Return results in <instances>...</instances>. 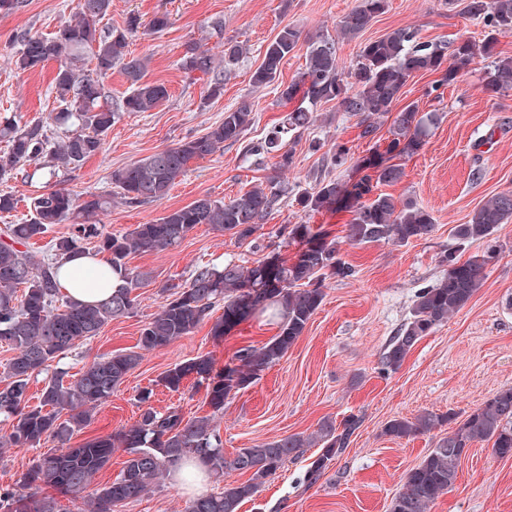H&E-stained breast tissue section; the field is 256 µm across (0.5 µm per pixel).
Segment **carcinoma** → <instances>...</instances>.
Segmentation results:
<instances>
[{
	"mask_svg": "<svg viewBox=\"0 0 512 512\" xmlns=\"http://www.w3.org/2000/svg\"><path fill=\"white\" fill-rule=\"evenodd\" d=\"M111 0H77L74 19L52 37L17 36L21 43L15 61L22 71H35L45 63L58 62L53 79L58 111L54 121L71 127V134L50 145L44 126L24 128L10 119L0 120V138L8 143L0 155V179L12 175L28 161L46 158L54 170H73L100 153L104 136L112 127L116 112L103 103V79L118 67L130 82V91L120 108L125 112H151L168 97L165 85L144 81L145 59L128 51L127 35L140 21L128 20L123 31L99 30L96 19L107 14ZM387 0H358V4L336 23L347 36H356L385 12ZM466 13L484 20L491 28L482 45L468 40L453 49L442 43L422 42L412 27L399 28L383 37L359 45L356 62L348 71L340 69L335 39L318 34L306 39V67L299 80L280 90L290 101L302 95L308 106L288 112L271 135L243 146L245 158H276V168L292 167L287 138L315 122L312 107L334 101L339 109L358 118L360 137L374 138L378 119L389 114L408 81L420 72L440 74L429 94L454 82L475 59L490 60L485 90L497 93L512 89V59L493 57L495 33L512 32V0H467ZM302 31L287 26L267 44L261 64L251 80L257 87L272 83L288 55L298 47ZM94 67H88V62ZM183 66L189 71L213 74L208 96L218 97L224 89L221 64L209 51L188 47ZM435 115H419L412 106L399 111L393 121L386 153L395 157L415 153L429 135ZM254 123L247 104L224 111V119L200 135L186 137L155 153L133 161L111 173L112 191L82 196L65 187L53 186L33 198L31 216L22 224H6L0 230V343L12 351L3 374L8 383L0 387V416L10 420L0 437V447L35 448L47 442L57 449L40 456L14 488L0 490V512H59L51 498L37 499L28 489L39 485L66 493H85L90 512H118L117 507L134 502L156 486L163 472L194 466L216 480L226 475L236 480L219 492L201 494L188 512H238L240 504L303 449L319 446L307 481L316 483L349 445L359 427L350 415L341 423L325 419L307 435L291 434L239 449L224 455V444L215 419L224 401L248 387L261 373L276 364L302 336L323 299L325 281L348 278L354 270L339 257L340 241L325 231L314 232L308 224H288L285 239L301 245L293 259L276 250L250 266L233 261L222 267L201 265L189 282L162 287L165 303L142 328L138 348L145 351L169 346L212 321L211 335L222 337L257 314L278 325V333L259 346H248L237 355V363L214 370L212 359L198 356L174 365L161 377L162 384L180 389L192 378L205 386V401L212 413L184 418L177 411L161 414L148 406L140 420L110 436L87 438L71 444L74 432L85 426L93 411L105 402L127 373L139 362L140 353L131 351L101 357L71 380L68 371L55 368L45 384L41 401L28 404L32 377L63 359L77 344L97 336L108 322L124 317L134 308V292L146 281V274L127 266L130 255L163 252L178 245L200 224L228 233L240 242L256 243L261 221L274 209L284 189L277 177L252 187L229 200L203 197L167 213L153 222L138 224L123 234H102L92 219L118 200L138 205L165 199L176 180L193 160L205 159L224 149V144L243 141ZM326 167L336 170L352 160L351 148L336 143L324 154ZM357 181L347 186L339 180L319 177L312 191L298 196L308 212L330 210L343 204L351 217L344 225L345 242L359 246L377 242L408 243L433 233V216L417 204L397 202L385 193H374L380 185L399 180L402 168L386 158H366L355 164ZM512 218V191L491 196L465 224L456 226L463 244L481 243L483 251L461 262L452 254L441 256L445 273L436 285L419 292L410 317L392 338L381 358L384 369L398 370L415 345L448 317L461 310L481 288L487 265L498 250L493 238L497 225ZM70 224L68 235L53 241L51 257L38 261L24 249L32 239L43 237L55 224ZM107 254L118 284L112 295L96 304L71 299L59 301V262L87 250V241ZM223 313L213 317L218 307ZM451 415L425 411L414 419L395 417L382 429L392 440H409L452 422ZM492 443L494 454L512 458V386L502 388L474 408L456 427L440 438L435 448L403 478L402 489L393 497L389 512H431L440 495L456 482L461 457L474 444ZM118 448L127 453L119 478L95 487L96 476Z\"/></svg>",
	"mask_w": 512,
	"mask_h": 512,
	"instance_id": "1",
	"label": "carcinoma"
}]
</instances>
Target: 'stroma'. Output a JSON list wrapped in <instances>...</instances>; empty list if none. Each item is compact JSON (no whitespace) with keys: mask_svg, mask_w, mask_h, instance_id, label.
Segmentation results:
<instances>
[{"mask_svg":"<svg viewBox=\"0 0 512 512\" xmlns=\"http://www.w3.org/2000/svg\"><path fill=\"white\" fill-rule=\"evenodd\" d=\"M354 4L355 0H112L98 28L121 30L130 15L139 16L142 25L129 34V49L146 58L147 80L164 84L169 97L150 112L117 113L101 153L75 171L54 175L36 161L0 180V191L12 192L18 201L13 212L0 213V227L29 219L31 199L55 185L76 194L109 193L113 169L204 132L223 120L225 109L241 103H249L256 117L248 139L265 137L296 108V101L281 100L279 87L297 80L305 66L307 46L302 43L284 62L278 84L253 86L251 75L265 46L283 27H297L306 36L335 37L338 63L345 69L354 61L360 42L399 28L414 27L422 40H444L452 46L465 39L482 40L486 32L483 21L463 14L457 0H388L385 12L360 37H340L336 22ZM75 7L76 0H28L21 10L0 12V118L46 125L55 143L64 135L50 121L56 107L52 82L57 64L19 70L15 60L20 45L14 36L20 32L51 36L70 21ZM158 12L168 13L170 25L156 33L147 23ZM217 20L224 24L219 33L212 28ZM228 39L243 44L246 52L227 65L224 91L211 98L206 94L209 76L185 70L182 61L192 44L223 56ZM486 72V61L476 60L438 98L427 94L435 74L422 72L410 80L399 101L400 106L411 104L419 112L434 113L435 122L423 146L400 158V180L382 191L429 210L435 219L432 235L405 245L342 244V256L354 267V277L326 280L323 302L303 335L257 381L226 400L218 420L228 456L284 435L309 434L325 419L338 422L352 413L361 419L348 448L315 484L306 479L317 453L311 447L243 501L239 512H388L406 471L446 431L441 428L394 441L383 436L384 424L425 411L461 416L491 393L512 386V219L495 231L500 255L487 267L484 283L472 300L424 337L399 370H384L380 363L390 339L409 318L416 294L443 277L441 255L453 253L465 260L479 251L476 243L459 246L456 226L492 195L512 191V89L485 91ZM314 112V125L290 142L294 165L289 171L277 172L270 158L254 165L244 158L240 146H228L191 161L164 200L139 206L116 202L97 217L103 233L120 234L206 195L232 199L273 175L288 188L260 226L259 247L202 224L174 249L131 255L129 267L149 275L137 291L132 313L112 320L97 336L74 347L61 367L74 375L95 359L135 349L144 324L164 302L162 285L189 280L198 265L244 264L261 258L265 245L294 257L297 244L282 235L288 224H309L340 234L350 218L348 212H306L294 200L298 191L311 187L326 171L322 153L310 152L309 142L316 138L328 146L347 143L354 160L360 161L385 152L392 120L384 118L369 140L360 138L356 119L335 103L318 104ZM277 331L276 324L259 316L217 339L204 323L166 348L143 352L112 396L74 433V442L135 424L142 411L139 396L147 389L153 392L151 404L158 412L175 410L187 418L209 414L204 387L188 379L179 391H170L160 382L163 373L176 363L204 355L213 360L216 370H223L240 349L261 344ZM192 496V490L170 475L121 512H186ZM432 512H512V458L496 457L490 443L474 445L461 463L456 483L436 501Z\"/></svg>","mask_w":512,"mask_h":512,"instance_id":"35a3bbf8","label":"stroma"}]
</instances>
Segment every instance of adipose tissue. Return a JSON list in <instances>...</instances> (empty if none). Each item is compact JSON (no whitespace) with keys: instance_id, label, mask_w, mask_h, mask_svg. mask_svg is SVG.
Segmentation results:
<instances>
[{"instance_id":"obj_1","label":"adipose tissue","mask_w":512,"mask_h":512,"mask_svg":"<svg viewBox=\"0 0 512 512\" xmlns=\"http://www.w3.org/2000/svg\"><path fill=\"white\" fill-rule=\"evenodd\" d=\"M103 259L82 255L65 261L58 271V283L66 296L84 303L106 299L116 283L107 275Z\"/></svg>"}]
</instances>
